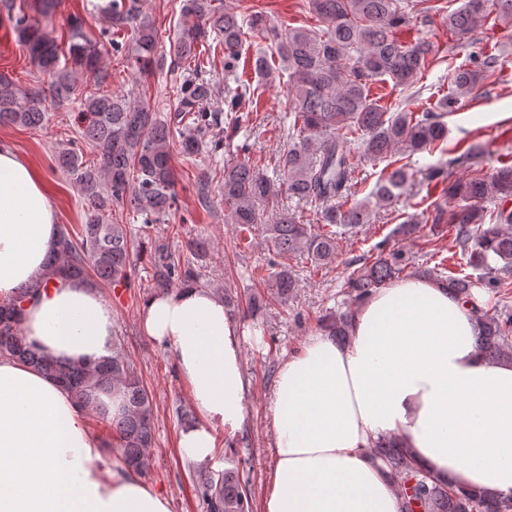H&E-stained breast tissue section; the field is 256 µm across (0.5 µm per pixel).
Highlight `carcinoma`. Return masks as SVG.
<instances>
[{
	"label": "carcinoma",
	"instance_id": "1",
	"mask_svg": "<svg viewBox=\"0 0 512 512\" xmlns=\"http://www.w3.org/2000/svg\"><path fill=\"white\" fill-rule=\"evenodd\" d=\"M57 0H27L26 8L14 0H0V20L8 23L23 43L29 62L50 77L48 89H19L0 77V126L41 128L48 121L46 102L56 107L79 103L77 136L52 151V169L72 180L87 207L79 231L61 225L48 256L49 271L60 277H79L97 286L129 288L138 274L134 254L135 235L122 223L124 214L142 218L139 235L150 241L148 265L151 288L171 291L203 278L205 242L189 240L186 251L172 247L163 236H151L156 224H167L176 210L177 193L172 164L174 146L195 161L215 154L223 142L255 129L244 120L242 108L253 109L260 83L274 78L277 69L288 75L290 112L284 130L288 148L277 160V177L269 176L250 160L224 163L203 172L197 188L207 206L206 188L212 179L224 196V222L240 234L252 233L262 223L256 204L279 206L282 189L288 198L320 207L324 229L302 223L288 209L265 225L278 261L268 264L263 281L270 294L287 301L296 282L284 259L304 252L311 262L326 266L336 258L340 229L369 223L373 208L399 196L411 183V161L386 165L370 196L348 203L354 186L353 155L380 162L396 149L416 155L445 141V114L391 112L371 97L376 81H391L412 88L437 58L430 43L403 42L396 30L411 15L429 16L440 5L428 0H307L305 7L318 25L284 30L264 10L241 14L238 0H183L182 23L170 47L173 66H193L183 78L173 108L164 117L123 92L102 87L109 73L98 70L100 42L89 38L78 19L69 24L68 52L42 29L52 17ZM498 15L512 17V0H461L443 10L448 32L462 38L478 22ZM105 22L101 35L112 53L145 73L155 65L157 29L141 15L139 0H107L98 6ZM132 26L130 43L119 40L118 31ZM249 36L270 42V55L252 58L259 84L243 80L237 68ZM224 51V72L234 76L236 87L224 95V116L209 111L213 84L203 77L206 50ZM496 66V58H474L473 64L451 66L448 94L443 105L467 93L480 79V70ZM99 71L98 86L80 91V78ZM458 199L445 210L434 207L430 230L448 224L460 270L440 262L422 271H409L412 260L399 249L379 243L373 258L347 277L354 303L367 298L403 276L432 278L448 286L450 293L469 311L477 326L475 342L488 357L512 361V310H485L477 288H501L512 277V164L498 167L491 178L477 174L442 188ZM17 297L0 304V357L16 359L53 377L70 389L77 403L112 432L121 462L145 475L149 452L155 445L154 399L135 374L122 347L112 358L95 366L64 365L41 355L20 334ZM350 311L330 312L319 319L320 331L338 343L347 340ZM110 389L121 397L114 415L96 404L99 391ZM372 453L399 480L402 488L399 512H512V496L485 498L468 490H454L415 467L403 449L391 440L376 442ZM247 479L239 468H226L200 478L194 492L205 512H250Z\"/></svg>",
	"mask_w": 512,
	"mask_h": 512
}]
</instances>
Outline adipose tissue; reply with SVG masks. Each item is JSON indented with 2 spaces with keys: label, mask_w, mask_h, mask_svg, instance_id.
Returning a JSON list of instances; mask_svg holds the SVG:
<instances>
[{
  "label": "adipose tissue",
  "mask_w": 512,
  "mask_h": 512,
  "mask_svg": "<svg viewBox=\"0 0 512 512\" xmlns=\"http://www.w3.org/2000/svg\"><path fill=\"white\" fill-rule=\"evenodd\" d=\"M57 217L42 178L0 146V302H21V333L62 363L111 357L115 321L89 281L51 278ZM143 333L174 353L201 414L182 455L216 466V432L246 422V336L215 290L147 297ZM349 340L309 336L274 383L276 462L263 512H399L397 478L370 452L396 439L419 469L451 487L512 495V361L476 346L465 307L432 280L378 289L352 311ZM56 380L0 359V512H171L169 498L123 464Z\"/></svg>",
  "instance_id": "1"
}]
</instances>
